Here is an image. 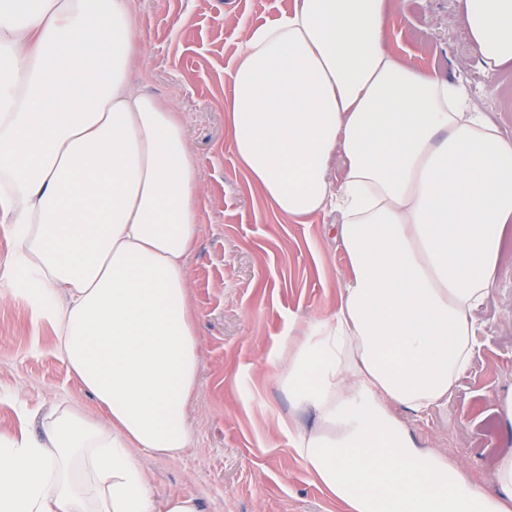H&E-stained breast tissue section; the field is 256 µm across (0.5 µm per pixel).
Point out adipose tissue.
I'll return each mask as SVG.
<instances>
[{
    "mask_svg": "<svg viewBox=\"0 0 512 512\" xmlns=\"http://www.w3.org/2000/svg\"><path fill=\"white\" fill-rule=\"evenodd\" d=\"M481 66H512V0H463ZM397 0H294L239 24L225 73L239 167L293 224L335 211L336 306L269 354L289 451L345 512H512L408 422L452 398L479 346L512 223V138L466 86L391 50ZM134 0H0V282L51 326L104 420L61 405L0 436V512H203L136 460L192 446L201 364L188 261L206 197L149 68Z\"/></svg>",
    "mask_w": 512,
    "mask_h": 512,
    "instance_id": "1",
    "label": "adipose tissue"
}]
</instances>
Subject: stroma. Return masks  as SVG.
<instances>
[{"instance_id":"35a3bbf8","label":"stroma","mask_w":512,"mask_h":512,"mask_svg":"<svg viewBox=\"0 0 512 512\" xmlns=\"http://www.w3.org/2000/svg\"><path fill=\"white\" fill-rule=\"evenodd\" d=\"M293 0H135L153 67L133 82L176 99L208 193L204 231L190 258L199 316V385L190 409L194 443L175 458H137L157 496L200 498L204 512H338L288 452L278 416L288 404L267 363L296 317L336 304L345 260L326 227L335 214L289 224L251 188L224 125L225 72L239 49L231 15L260 25ZM389 43L424 70L462 79L489 117L512 136V70L489 74L461 19L460 0H400ZM480 348L457 393L411 421L428 446L465 455L471 473L495 489L501 449L512 448V247L497 270V290L478 314ZM49 324L16 299L0 300V434L35 433L64 403L93 408L87 391L52 351Z\"/></svg>"}]
</instances>
